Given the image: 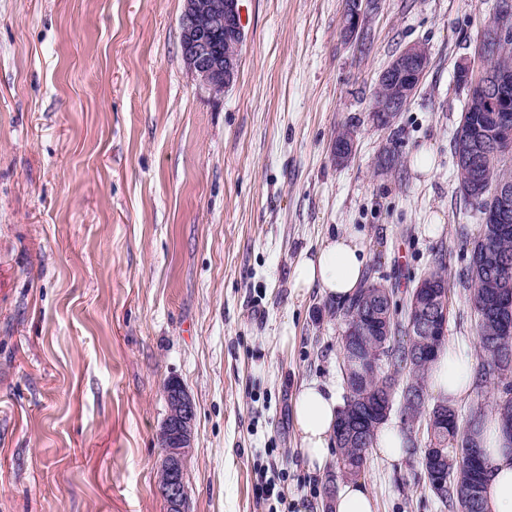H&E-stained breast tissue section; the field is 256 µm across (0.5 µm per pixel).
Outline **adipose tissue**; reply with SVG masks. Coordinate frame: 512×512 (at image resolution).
<instances>
[{"label":"adipose tissue","mask_w":512,"mask_h":512,"mask_svg":"<svg viewBox=\"0 0 512 512\" xmlns=\"http://www.w3.org/2000/svg\"><path fill=\"white\" fill-rule=\"evenodd\" d=\"M365 264L362 237L348 229L302 253L292 270V286L300 291L315 288L325 298L343 301L361 286ZM429 378L439 401L454 405L469 398L475 379L466 338L443 345ZM338 411L335 386L318 381L300 386L293 405L294 424L300 451L312 470H324L331 458ZM479 441L492 463L485 489L487 512H512V436L503 431L497 417L489 416L482 423Z\"/></svg>","instance_id":"ef3b65f1"}]
</instances>
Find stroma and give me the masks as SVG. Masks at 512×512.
Here are the masks:
<instances>
[{"instance_id": "35a3bbf8", "label": "stroma", "mask_w": 512, "mask_h": 512, "mask_svg": "<svg viewBox=\"0 0 512 512\" xmlns=\"http://www.w3.org/2000/svg\"><path fill=\"white\" fill-rule=\"evenodd\" d=\"M492 5L379 0L358 45L346 0H240L238 71L216 97L182 57L183 0H0V512H166L172 380L196 404L190 512H330L339 473L308 468L292 406L309 380L344 390L345 326L292 268L346 229L403 292L435 253L449 274L466 264L479 215L450 154L456 71ZM416 42L430 68L379 128L378 75ZM345 124L357 148L339 167ZM414 443L392 463L370 450L377 512H453L426 482V433ZM269 479L284 504L263 499Z\"/></svg>"}]
</instances>
